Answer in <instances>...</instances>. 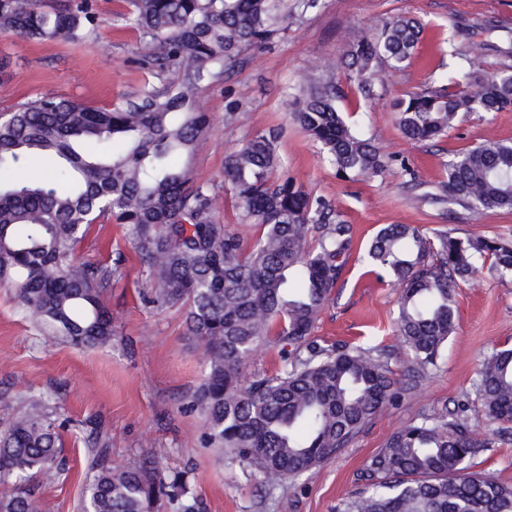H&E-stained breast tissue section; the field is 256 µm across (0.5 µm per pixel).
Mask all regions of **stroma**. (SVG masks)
<instances>
[{"mask_svg": "<svg viewBox=\"0 0 512 512\" xmlns=\"http://www.w3.org/2000/svg\"><path fill=\"white\" fill-rule=\"evenodd\" d=\"M106 22L78 43L35 41L0 35V110L50 91L92 107H117L162 88L168 75L143 64L141 32L124 16L127 0H95ZM287 18L267 41L247 46L205 85L196 99L208 113L210 131L199 141L194 169L208 183L220 223L247 242L260 227L238 221L234 196L224 183V158L248 140L280 131L283 169L312 196L331 202L356 230V247L311 337L320 345L347 344L400 351L395 332L399 290L377 276L361 255L387 224H413L426 235L498 237L512 242V211L475 216L456 205L430 202L448 179L446 162L488 140L512 141V111L492 120L473 115L433 142L406 140L395 102L407 93L446 82L463 41L458 22L493 20L501 43L512 29V0H314L308 7L284 0ZM406 15L425 27L424 38L403 70H382L369 92L348 71L336 74L342 96L336 106L353 128L372 138L385 156L375 176L344 179L326 153L289 121L300 91L322 67L336 62L347 42L371 34L385 20ZM235 113L234 122L224 120ZM75 255L108 273L101 301L112 320V341L79 348L27 318L14 288L0 282V407L17 411L42 403L61 435L62 469L52 480L30 481L41 512H82L91 461L122 467L150 456L162 467L191 470V486L209 512H336L361 488L369 458L419 412L432 415L465 403L477 433L489 440L472 460L475 471L512 483V434L500 437L474 394L480 361L494 348L512 345V282L478 265L454 293L456 327L432 374H407L391 361L403 384L398 400L370 422L334 459L277 489L239 466L224 465L220 451L204 446L205 417L192 395L207 371L203 351L186 336L184 310H156L142 299L147 267L126 228L100 219L77 244Z\"/></svg>", "mask_w": 512, "mask_h": 512, "instance_id": "obj_1", "label": "stroma"}]
</instances>
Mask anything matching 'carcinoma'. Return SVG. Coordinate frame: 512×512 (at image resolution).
Listing matches in <instances>:
<instances>
[{
    "mask_svg": "<svg viewBox=\"0 0 512 512\" xmlns=\"http://www.w3.org/2000/svg\"><path fill=\"white\" fill-rule=\"evenodd\" d=\"M129 15L147 38L146 58L173 78L140 105L90 108L53 92L18 104L0 118V280H9L26 313L72 344L103 347L112 324L100 299L102 270L75 261L89 226L104 216L129 226L149 271L147 302L182 306L186 329L208 358L192 407L207 422L206 443L224 463L262 476L269 487L293 481L348 447L399 396L390 354L371 348L320 346L311 330L355 247L354 226L326 200L313 198L287 175L276 133L257 135L224 159V182L240 220L262 228L244 242L214 218L207 183L190 165L210 130L196 110L198 92L242 47L269 38L284 21L282 0H128ZM99 27L93 0H0V33L79 42ZM419 21L398 16L369 37L348 43L339 65L295 101L291 120L326 149L344 178L375 176L385 157L336 108V70L366 84L381 66L405 67L421 39ZM512 53L507 46L468 42L454 56ZM512 108V72L476 69L461 79L410 92L395 103L409 141L434 140L472 114ZM43 158L46 174L25 176L18 162ZM437 202L479 213L512 208V142L487 141L448 160ZM315 246H307L309 237ZM490 261L512 281V243L461 239L441 231L430 239L411 224L379 229L364 259L400 288L397 333L407 368L426 375L456 324L454 288ZM275 337L289 368L275 376L246 375L255 349ZM475 392L490 423L512 430V347L480 363ZM0 512H40L27 481L55 476L59 436L38 404L19 415L3 410ZM489 441L479 438L467 407L441 416L421 413L369 459L363 489L337 512H512V485L472 470ZM83 512H207L187 471H168L152 457L112 469L94 460Z\"/></svg>",
    "mask_w": 512,
    "mask_h": 512,
    "instance_id": "1",
    "label": "carcinoma"
}]
</instances>
